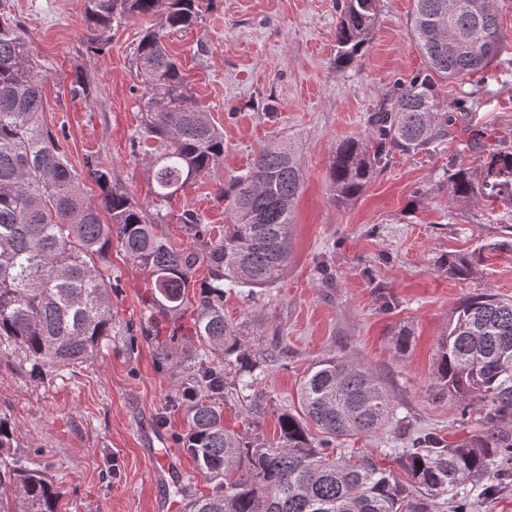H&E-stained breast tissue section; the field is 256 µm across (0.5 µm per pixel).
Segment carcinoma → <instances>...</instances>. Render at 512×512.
<instances>
[{
  "instance_id": "obj_1",
  "label": "carcinoma",
  "mask_w": 512,
  "mask_h": 512,
  "mask_svg": "<svg viewBox=\"0 0 512 512\" xmlns=\"http://www.w3.org/2000/svg\"><path fill=\"white\" fill-rule=\"evenodd\" d=\"M89 40L104 44L116 21L159 15L163 27L183 29L201 17L200 0H85ZM380 0H338L336 66L363 52L376 24ZM409 32L427 72L396 86L368 117L365 134L336 145L329 179L338 203L356 199L392 151L435 152L450 124L470 130L468 113L442 110L435 77L455 79L486 67L502 36L494 0H413ZM142 85L144 134L155 141L148 155L152 194L170 199L187 183L218 168L224 134L195 102L162 33L147 30L135 51ZM41 64L20 24L0 15V357L21 355L41 377L83 362L112 335L110 277L97 262L117 236L130 260L153 281L159 312L194 304L192 338L202 351L189 391L205 392L188 412L184 448L215 482L211 493L191 499L185 512H432L440 495L484 481L512 482V301L493 293L469 297L452 312L439 337L435 387L456 400L468 435L445 443L418 438L399 465L410 484L368 454L344 450L354 436L386 426L394 406L367 368L340 357L314 364L303 377L300 412L278 415L279 437L257 443L224 426V401L244 402L253 427L268 413L254 383L279 360V339L246 348L238 325L224 319V283L257 297L281 280L291 252L294 200L302 171L290 147L259 150L229 188L224 232L193 210L177 217L203 249L184 252L156 230L153 213L129 193L112 187L110 173L88 163L102 191L101 207L86 200L56 134L41 121ZM475 172L459 169L448 180V200L479 197L512 205V137L489 146ZM109 215L110 223L101 218ZM209 281L194 301L187 288L194 268ZM451 276L468 277L473 263L449 256ZM15 428L0 416V512H58L59 487L31 460L11 451Z\"/></svg>"
}]
</instances>
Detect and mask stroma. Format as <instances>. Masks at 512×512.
<instances>
[{
    "label": "stroma",
    "mask_w": 512,
    "mask_h": 512,
    "mask_svg": "<svg viewBox=\"0 0 512 512\" xmlns=\"http://www.w3.org/2000/svg\"><path fill=\"white\" fill-rule=\"evenodd\" d=\"M503 47L489 66L438 79L443 106L463 103L476 129L512 133V0H495ZM412 0H381L361 56L336 65V0H203L200 24L169 33V52L194 98L224 133V160L170 201H154L150 147L138 109L131 54L160 16L113 27L107 45L88 40L84 0H0L21 25L36 59L49 69L42 119L59 133L77 173L87 161L141 204L178 214L192 209L222 230L231 185L260 148L290 144L303 174L294 210L288 267L269 294L246 302L225 289L224 316L242 324L252 349L279 337L281 358L258 383L271 409L259 433L277 439V415L299 409V386L317 361L341 355L364 364L392 394L397 419L351 448L396 467L414 438L453 440L467 433L457 403L432 385L437 341L467 297L512 299V206L448 201L451 164L476 169L481 155L463 139L433 154L393 153L355 200L333 199L329 167L339 142L366 130L368 113L402 81L425 72L409 34ZM89 81L75 95V76ZM481 253L460 279L444 255ZM111 277L112 336L85 362L43 377L18 357L0 360V416L15 425L13 449L34 459L59 486L58 512H171L210 483L182 447L190 400L183 395L199 359L187 308L167 316L151 304L152 280L113 244L100 262ZM407 333L396 352L392 337ZM512 512V485L439 497L433 512Z\"/></svg>",
    "instance_id": "1"
}]
</instances>
